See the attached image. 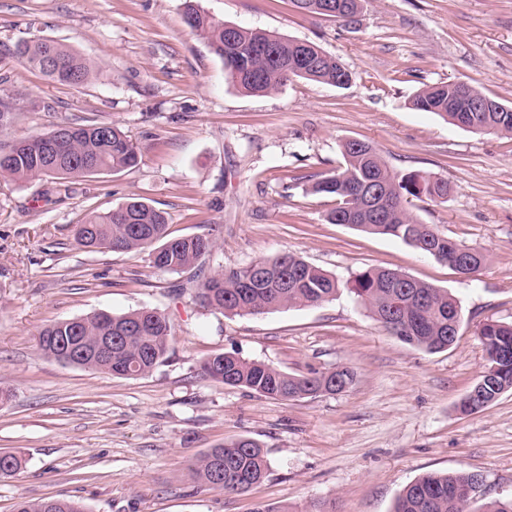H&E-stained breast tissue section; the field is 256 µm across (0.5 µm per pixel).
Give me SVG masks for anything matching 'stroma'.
Here are the masks:
<instances>
[{
    "label": "stroma",
    "instance_id": "obj_1",
    "mask_svg": "<svg viewBox=\"0 0 512 512\" xmlns=\"http://www.w3.org/2000/svg\"><path fill=\"white\" fill-rule=\"evenodd\" d=\"M215 19L318 44L351 72L344 88L293 79L269 95L240 90L184 21L185 0H0V76L17 101L0 140L60 123L105 122L136 146L138 166L55 180L0 179V453L23 470L0 477V512L21 500L72 497L87 512H253L256 504L393 512L429 472L480 473L470 505L512 493V391L473 414L460 400L485 364L488 320L512 322V138L474 133L408 106L434 83L465 82L512 106V0H363L342 21L294 0H194ZM40 37L99 71L76 88L24 67L11 50ZM376 146L387 165L447 181V199L409 198L434 225L487 257L477 279L393 237L327 215L313 183L342 165L341 146ZM139 197L172 235L214 233L216 247L176 274L147 251H88L74 240L91 210ZM294 254L346 282L382 267L451 293L462 321L448 350L391 336L347 290L305 308L227 317L196 284L215 271ZM173 327L166 360L120 378L44 357L47 324L141 308ZM235 351L304 375L339 365L344 392L294 401L204 378L203 359ZM248 437L269 462L245 494L201 483L209 449Z\"/></svg>",
    "mask_w": 512,
    "mask_h": 512
}]
</instances>
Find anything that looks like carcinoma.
<instances>
[{"instance_id": "carcinoma-1", "label": "carcinoma", "mask_w": 512, "mask_h": 512, "mask_svg": "<svg viewBox=\"0 0 512 512\" xmlns=\"http://www.w3.org/2000/svg\"><path fill=\"white\" fill-rule=\"evenodd\" d=\"M186 23L200 35L210 50L224 63L227 79L250 94H268L287 81L301 78L343 87L352 80L349 70L335 57L307 72L294 67L295 40L257 28L238 27L235 44L226 43L225 23L192 4L187 5ZM48 40L18 41L13 54L26 66L71 86H81L96 78L94 68L74 50L53 43L52 52L61 67L49 70L43 64ZM277 45L283 63L262 50ZM454 83L428 85L410 100L412 109L435 113L455 126L478 133L512 137V112H450L448 99L455 95ZM7 147L12 157L0 167V178L57 180L112 172L119 173L138 164L136 147L120 129L106 123L59 125L38 136L12 139ZM344 165L324 176L313 192L333 198L336 205L328 213L332 224H348L364 232L391 236L415 247L423 254L459 270L457 257L463 246L429 224L416 221L405 207L408 197L422 196L435 201L448 196V183L426 173L400 175L388 168L380 152L366 142L342 145ZM121 207L88 215L78 225L75 242L82 248L112 251L149 250L152 267L164 272H184L212 252L208 234L171 236L164 212L137 197ZM256 270L245 266L215 272L199 284L201 303L226 316L258 315L294 307H310L330 301L340 288H346L371 317L402 342L429 353L448 349L457 335L461 308L445 290L386 268L366 269L342 285L329 272L303 258L286 254L255 262ZM478 335L485 348L486 366L459 403V410L472 414L512 390V323L487 321ZM76 336L85 352L71 362L115 377L144 376L163 362L173 336L168 318L151 308L122 315L95 313L55 321L40 332L37 347L45 356L61 360L64 337ZM112 337V359L95 357L101 338ZM202 374L232 387H242L272 399L294 400L313 397L323 387L343 386L354 381V371L337 366L308 375H291L263 362L245 359L236 352L215 353L201 364ZM224 468L219 489L242 493L260 482L268 462L259 444L247 437L212 448L197 462L196 477L213 484L214 473ZM22 470V459L14 453L0 457V476H15ZM479 475L467 472H431L405 486L394 512H469L480 492ZM15 512H86L85 506L64 497L19 501Z\"/></svg>"}]
</instances>
